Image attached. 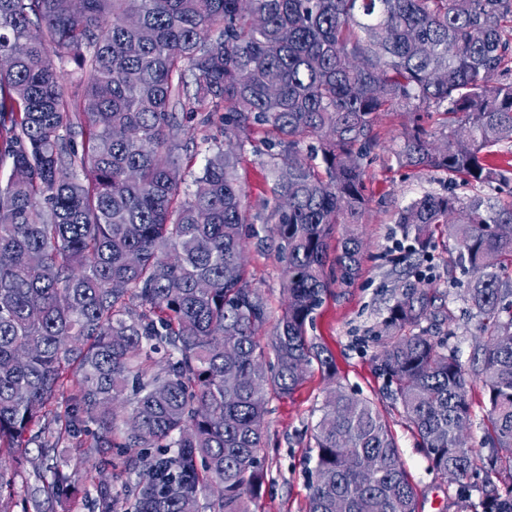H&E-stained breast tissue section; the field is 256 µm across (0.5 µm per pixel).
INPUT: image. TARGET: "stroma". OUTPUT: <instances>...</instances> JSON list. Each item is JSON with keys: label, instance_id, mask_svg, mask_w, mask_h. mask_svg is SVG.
Wrapping results in <instances>:
<instances>
[{"label": "stroma", "instance_id": "35a3bbf8", "mask_svg": "<svg viewBox=\"0 0 512 512\" xmlns=\"http://www.w3.org/2000/svg\"><path fill=\"white\" fill-rule=\"evenodd\" d=\"M407 126L408 120L400 112L382 113L376 123L378 146L365 178L369 205L360 227L365 245L362 274L351 285H332L308 334L334 354L341 387L374 400L387 416L406 467L418 486L419 512H481L478 491L459 495L455 484L430 469L401 407L386 399L384 382L373 370L377 345L372 337L394 295L411 284L432 288L437 306L451 309L453 343L462 358L470 357L476 342V321L461 298L469 274L450 267L442 247H432L420 257L412 255L413 242L402 235L397 224L399 211L413 200L448 190L442 174L412 172L398 165L396 151ZM239 139L244 147L237 167L238 180L257 231L246 249V269L267 307V321L260 333L266 340L273 333L285 300L282 268L267 241L264 222L273 198L269 136L257 125L240 133ZM326 388V381L315 370L290 397L270 401L262 450L269 481L264 494L253 504V512H304L308 493L305 458L311 431L321 416ZM53 461L70 474L82 493L74 504L56 508L55 512H93L95 489L89 470L97 463V455L85 457L76 449L59 448Z\"/></svg>", "mask_w": 512, "mask_h": 512}]
</instances>
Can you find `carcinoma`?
<instances>
[{
  "label": "carcinoma",
  "mask_w": 512,
  "mask_h": 512,
  "mask_svg": "<svg viewBox=\"0 0 512 512\" xmlns=\"http://www.w3.org/2000/svg\"><path fill=\"white\" fill-rule=\"evenodd\" d=\"M69 61L86 76L80 94L64 92L56 63ZM511 72L512 0H0V512L9 457L35 428L32 512L70 499L69 476L48 463L69 441L124 448L119 466L147 477L126 497L97 482L95 512H200L202 497L251 512L268 405L314 367L329 387L306 512H418L386 416L341 389L308 326L331 283L362 271L378 115L408 116L403 168L511 181L512 153L497 150L512 145ZM197 114L275 137L267 223L286 303L271 360L236 151L214 144L181 192L179 136ZM398 224L422 253L453 240V263L473 274L476 346L462 361L452 330L435 331L447 320L435 296L409 288L373 337L375 373L431 469L464 491L477 469L494 475L482 512H512V198L426 193ZM476 380L485 455L464 440Z\"/></svg>",
  "instance_id": "1"
}]
</instances>
